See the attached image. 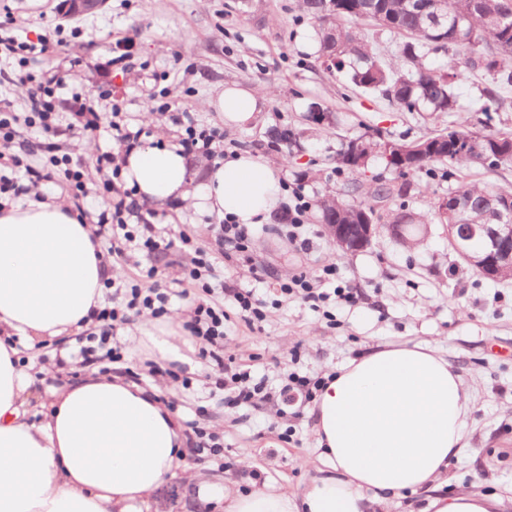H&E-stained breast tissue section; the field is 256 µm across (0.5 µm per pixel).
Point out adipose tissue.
I'll use <instances>...</instances> for the list:
<instances>
[{"label": "adipose tissue", "mask_w": 512, "mask_h": 512, "mask_svg": "<svg viewBox=\"0 0 512 512\" xmlns=\"http://www.w3.org/2000/svg\"><path fill=\"white\" fill-rule=\"evenodd\" d=\"M265 98L236 84L208 99L228 128L257 121ZM122 174L139 201L195 208L259 224L281 203L283 172L242 151L210 167L192 190L180 145L139 148ZM89 225L61 206L0 209V512H143L178 474L182 428L155 394L118 375H89L52 393L45 423L28 422L30 387L17 341L89 325L111 275ZM464 382L437 348L390 344L349 359L312 415L322 474L299 497L274 489L229 499V512H376L432 491L430 512H506L512 496L437 495L465 447Z\"/></svg>", "instance_id": "ef3b65f1"}]
</instances>
